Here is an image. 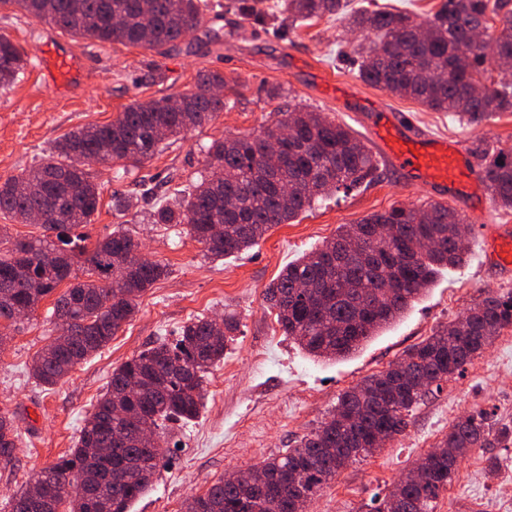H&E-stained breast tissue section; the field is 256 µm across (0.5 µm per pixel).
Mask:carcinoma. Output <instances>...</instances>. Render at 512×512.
Returning <instances> with one entry per match:
<instances>
[{
  "label": "carcinoma",
  "instance_id": "cac0c4a2",
  "mask_svg": "<svg viewBox=\"0 0 512 512\" xmlns=\"http://www.w3.org/2000/svg\"><path fill=\"white\" fill-rule=\"evenodd\" d=\"M258 0H233L225 11L259 21ZM23 14L81 38L147 47L164 54L201 21L202 0H0ZM509 0H442L440 9L421 21L407 11L356 9L350 0H283L281 23L342 15L352 30L371 35L356 49L359 77L371 86L416 100L423 107L450 112L461 123H481L512 112V84L488 81V64L512 57ZM499 18L492 41L488 13ZM428 34H420L421 27ZM26 59L0 34V89L12 86ZM481 83L484 91L471 93ZM214 89H228L224 74L199 71L195 90L135 103L103 125L79 127L59 140L52 160L0 182V213L20 224L42 211L40 237L12 238L0 227V322H16L15 311L33 314L72 274V261L84 258L85 280L54 301L51 317L71 327L65 344L51 340L34 358L32 377L52 387L77 365L102 350L136 313L137 300L168 267L142 256L139 244L117 227L92 249L71 229L90 222L99 204L90 165L118 164L123 172L153 158L169 137L209 122L226 100ZM281 118L255 137L215 140L207 148L220 172L203 175L192 189L150 209L152 224H185L204 256L222 260L254 246L278 224L336 192L367 185L380 177L375 155L353 133L324 113L302 104L280 110ZM288 128L293 140L279 133ZM275 150L288 155L276 173L265 166ZM483 160V181L500 207L512 210V151L476 148ZM223 227L220 237L211 226ZM464 219L449 206L429 203L393 207L355 224H342L326 244L286 265L266 289L284 335L308 354L346 357L401 318L437 273L467 262L458 246ZM436 246L421 250L420 242ZM112 298L106 308L103 297ZM512 327V292L489 293L457 320L439 328L406 351L388 369L342 392L336 412L286 452L257 469L238 472L232 483L219 480L204 494L186 501L185 512H293L298 493L317 495L349 463L380 450L374 433L389 441L405 433L414 407L462 374L500 332ZM238 330L228 317L217 330L197 317L173 344L161 342L112 371L106 391L80 431L75 448L36 477L54 485L51 500L38 508L26 492L11 512H130L167 463L159 431L199 415L203 382L210 367L224 359L226 343ZM489 413L476 409L458 418L423 458V484L398 481L369 512H434L461 458L475 448L512 443V424L494 428ZM151 423L153 437L136 428ZM18 437L13 418L0 413V465L11 463Z\"/></svg>",
  "mask_w": 512,
  "mask_h": 512
}]
</instances>
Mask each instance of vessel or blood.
<instances>
[{"mask_svg":"<svg viewBox=\"0 0 512 512\" xmlns=\"http://www.w3.org/2000/svg\"><path fill=\"white\" fill-rule=\"evenodd\" d=\"M340 95L355 111L369 113L368 126L376 148L409 181L429 186L436 197L456 196L474 202L479 198L482 173L462 144L454 138L418 130L400 111L375 106L351 87ZM484 252L503 272L512 271V227L486 224L482 227Z\"/></svg>","mask_w":512,"mask_h":512,"instance_id":"b4317fda","label":"vessel or blood"}]
</instances>
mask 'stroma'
Segmentation results:
<instances>
[{
	"label": "stroma",
	"instance_id": "stroma-1",
	"mask_svg": "<svg viewBox=\"0 0 512 512\" xmlns=\"http://www.w3.org/2000/svg\"><path fill=\"white\" fill-rule=\"evenodd\" d=\"M218 2L207 0L209 9L198 28L165 55L86 40L0 7V34L19 45L27 59L16 83L0 89V182L47 161L55 143L78 127L108 123L135 102L190 93L198 71H220L231 84L223 112L161 148L142 168L120 177L115 165L94 166L99 205L90 223L77 227V234L93 244L124 225L142 253L166 264L170 274L139 299L136 314L101 352L50 389L37 385L29 369L56 333L53 298L44 299L30 318L12 326V341L0 351V412L13 416L19 437L12 465L0 467V512H10L11 496L75 447L113 370L161 340H175L191 319L231 315L239 329L204 382L198 418L167 434L173 459L157 471L131 512H184L189 496L294 447L331 416L343 391L387 369L407 348L487 293L512 291V275L484 262L483 238L477 233L482 224L512 226V211L486 192L475 204L451 198L448 206L468 226L470 259L440 271L403 317L358 352L336 361L314 358L284 336L265 290L288 262L333 238L339 225L433 201L428 187L407 182L386 160L376 184L317 202L292 223L273 227L252 249L221 261L205 258L202 246L180 227L140 222L156 197L189 188L206 173L207 148L213 141L260 134L286 104L301 103L322 112L371 144L365 118L343 110L325 86L329 79L354 87L369 101L408 113L419 129L456 138L466 149L482 142L512 150V112L467 125L451 113L426 109L364 83L353 49L365 37L350 30L342 18L326 16L285 28L277 11L281 0H263L268 18L262 24L219 11ZM55 46L66 48L81 63L79 79L65 90L37 68L38 58L50 57ZM154 69L160 80L145 82ZM274 86L282 88V96H270ZM117 192L130 195L127 212L113 209ZM257 355L269 362L260 372L250 367ZM479 407L489 410L491 423H512V328L503 330L463 375L449 378L440 392L418 405L403 435L341 470L308 503L306 512H361L373 496H385L457 417ZM491 455L501 466L494 478L484 472ZM435 512H512V447L484 448L465 457Z\"/></svg>",
	"mask_w": 512,
	"mask_h": 512
}]
</instances>
